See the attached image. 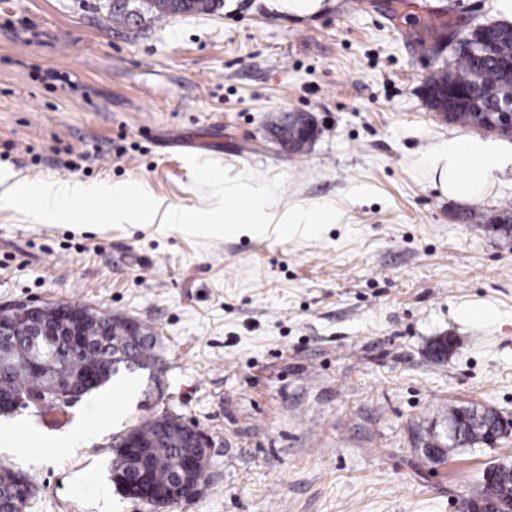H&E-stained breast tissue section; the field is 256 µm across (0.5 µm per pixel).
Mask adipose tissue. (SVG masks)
Segmentation results:
<instances>
[{"mask_svg": "<svg viewBox=\"0 0 512 512\" xmlns=\"http://www.w3.org/2000/svg\"><path fill=\"white\" fill-rule=\"evenodd\" d=\"M425 163L434 174L441 192L455 199H474L481 196L495 173L504 171L507 160L498 148L481 138L454 136L442 141L426 156ZM215 212L224 215V230L247 224L251 233L264 234L273 218L267 195L259 189H243L242 185L213 182ZM19 194L40 201L44 214L54 220L72 222V210L62 208V201L80 203L100 197L118 200L127 198L132 188L126 184H91L68 179L22 184ZM247 200V209H239V200Z\"/></svg>", "mask_w": 512, "mask_h": 512, "instance_id": "obj_1", "label": "adipose tissue"}]
</instances>
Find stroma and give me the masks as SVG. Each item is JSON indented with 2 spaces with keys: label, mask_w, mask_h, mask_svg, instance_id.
<instances>
[{
  "label": "stroma",
  "mask_w": 512,
  "mask_h": 512,
  "mask_svg": "<svg viewBox=\"0 0 512 512\" xmlns=\"http://www.w3.org/2000/svg\"><path fill=\"white\" fill-rule=\"evenodd\" d=\"M111 12L0 0V172L123 182L128 206L196 214L216 175L262 185L274 214L339 217L287 239L207 236L113 224L93 198L57 224L0 186V305L82 304L161 338L162 373L17 414L45 442L0 452L34 488L27 512H151L113 485L112 440L164 412L211 442L203 495L165 512H464L512 437L438 461L422 448L445 438L449 407L512 416V236L462 218L512 203V167L480 198L442 195L424 156L479 130L444 120L424 88L450 40L502 21L498 0ZM299 114L315 132L295 154L277 132Z\"/></svg>",
  "instance_id": "1"
}]
</instances>
